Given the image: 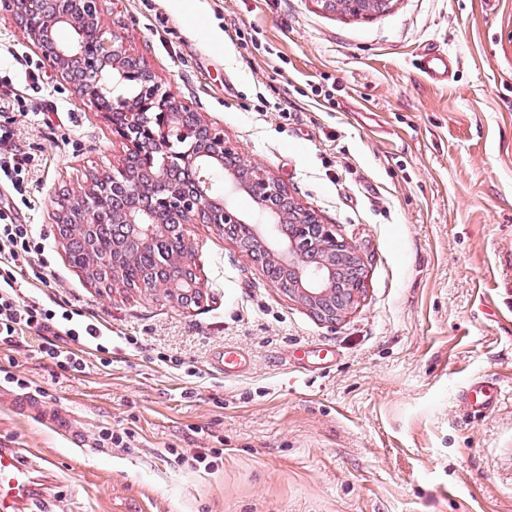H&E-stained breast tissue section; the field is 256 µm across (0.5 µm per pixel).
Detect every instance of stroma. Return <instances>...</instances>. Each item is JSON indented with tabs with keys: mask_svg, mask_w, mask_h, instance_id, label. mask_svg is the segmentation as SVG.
I'll return each instance as SVG.
<instances>
[{
	"mask_svg": "<svg viewBox=\"0 0 512 512\" xmlns=\"http://www.w3.org/2000/svg\"><path fill=\"white\" fill-rule=\"evenodd\" d=\"M100 5L160 84L356 250L363 290L319 321L211 224L189 228L203 296L188 308L75 268L52 200L127 147L0 8V83H19L6 59L23 53L59 110L14 129L37 153L19 216L49 273L36 295L112 336L111 366L76 375L0 348L41 388L22 414L28 390L0 378V445L37 490L21 512H512V0H396L369 18L317 0ZM431 42L457 58L448 82L413 65ZM283 99L291 115L272 110ZM226 350L242 371L216 369ZM473 381L504 400L472 409ZM60 412L83 446L51 427ZM107 422L130 447L100 444ZM199 448L223 455L176 462Z\"/></svg>",
	"mask_w": 512,
	"mask_h": 512,
	"instance_id": "1",
	"label": "stroma"
}]
</instances>
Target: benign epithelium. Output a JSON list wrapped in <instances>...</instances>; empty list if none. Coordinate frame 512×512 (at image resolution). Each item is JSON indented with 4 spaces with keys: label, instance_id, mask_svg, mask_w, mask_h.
Returning a JSON list of instances; mask_svg holds the SVG:
<instances>
[{
    "label": "benign epithelium",
    "instance_id": "7a95c632",
    "mask_svg": "<svg viewBox=\"0 0 512 512\" xmlns=\"http://www.w3.org/2000/svg\"><path fill=\"white\" fill-rule=\"evenodd\" d=\"M323 10L343 14L351 4H358V15L372 17L389 11L394 0H317ZM10 18L19 22L27 38L47 56L61 79L81 98L98 108L100 102L86 93V85L106 83L116 72H121L137 58L125 42L110 30L102 9L86 16L65 5V0H10ZM93 27L100 36L99 64L91 67L77 39L57 42L55 33L62 27L80 29ZM190 108L182 104L174 92L162 89L158 103L134 109L141 127L152 130L151 139H134L128 131L120 130L121 137L134 146L125 154L116 178L99 185L87 184L69 191L56 201L54 222L61 224L68 208L79 207L80 218L88 235L96 229V214L92 197L96 189H112V201L119 202L116 224H130L137 233L135 242H117L113 245L112 282L122 283V269L133 262L140 250L171 230L179 237L177 253L166 258V265L186 267L191 276L167 278L154 276L143 284L151 293H159L171 301L189 306L202 297L196 274L195 249L188 233L192 224H212L233 241L243 252L265 266L272 262L282 271L273 282L288 295L297 299L314 315L324 321L344 317L362 291V259L326 224L319 223L311 210L297 203L277 180L259 164L243 155H237L236 167L224 172L219 190L212 189L206 176L193 184L183 181L186 168L201 169L205 163L218 164L220 156L228 152L224 139L198 121L203 136L196 144L171 160V138L180 129L179 117ZM164 155V164L150 168L139 165L141 153ZM242 193L253 196L262 218L253 219L241 212L235 199ZM298 224L300 232L291 235L285 225ZM347 253L352 260L353 276L359 283L347 284V278L336 270L335 250Z\"/></svg>",
    "mask_w": 512,
    "mask_h": 512
}]
</instances>
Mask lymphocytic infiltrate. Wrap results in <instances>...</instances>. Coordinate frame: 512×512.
<instances>
[{"label": "lymphocytic infiltrate", "instance_id": "lymphocytic-infiltrate-1", "mask_svg": "<svg viewBox=\"0 0 512 512\" xmlns=\"http://www.w3.org/2000/svg\"><path fill=\"white\" fill-rule=\"evenodd\" d=\"M19 116L36 117L45 125L50 122L48 113L35 112L26 97L9 89L0 91V183L9 187L7 198H0V346L29 340L41 358L63 370L81 373L87 360L78 342L100 340L101 328L94 323L74 328V310L62 305L53 309L31 298L27 293L30 282L44 280V272L34 270L29 280L22 276L40 247L34 225L19 221L20 208L32 203L28 176L35 161L32 153L9 146L11 125Z\"/></svg>", "mask_w": 512, "mask_h": 512}]
</instances>
